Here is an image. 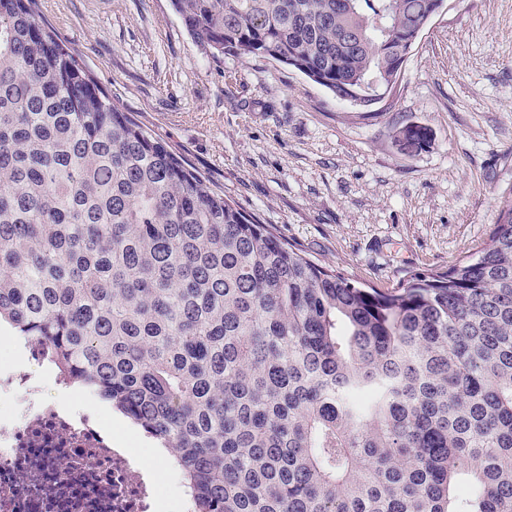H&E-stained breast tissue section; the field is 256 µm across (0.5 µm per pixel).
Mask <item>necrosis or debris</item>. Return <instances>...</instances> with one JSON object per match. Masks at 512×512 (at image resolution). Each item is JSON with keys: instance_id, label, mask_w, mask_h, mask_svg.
Here are the masks:
<instances>
[{"instance_id": "obj_1", "label": "necrosis or debris", "mask_w": 512, "mask_h": 512, "mask_svg": "<svg viewBox=\"0 0 512 512\" xmlns=\"http://www.w3.org/2000/svg\"><path fill=\"white\" fill-rule=\"evenodd\" d=\"M0 359V512H157L160 481L131 448L107 443L93 397L61 411L72 387L38 342Z\"/></svg>"}]
</instances>
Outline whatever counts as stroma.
Listing matches in <instances>:
<instances>
[{
  "label": "stroma",
  "mask_w": 512,
  "mask_h": 512,
  "mask_svg": "<svg viewBox=\"0 0 512 512\" xmlns=\"http://www.w3.org/2000/svg\"><path fill=\"white\" fill-rule=\"evenodd\" d=\"M118 101L244 212L378 288L445 271L512 201V0H446L390 106L270 60L212 56L171 0H37ZM427 128L406 150L404 128Z\"/></svg>",
  "instance_id": "35a3bbf8"
}]
</instances>
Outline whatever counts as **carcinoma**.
<instances>
[{
  "mask_svg": "<svg viewBox=\"0 0 512 512\" xmlns=\"http://www.w3.org/2000/svg\"><path fill=\"white\" fill-rule=\"evenodd\" d=\"M171 2L212 55L342 102L399 82L432 18V0ZM2 326L171 449L194 512H512V204L448 270L366 286L174 156L36 0H0Z\"/></svg>",
  "mask_w": 512,
  "mask_h": 512,
  "instance_id": "obj_1",
  "label": "carcinoma"
}]
</instances>
